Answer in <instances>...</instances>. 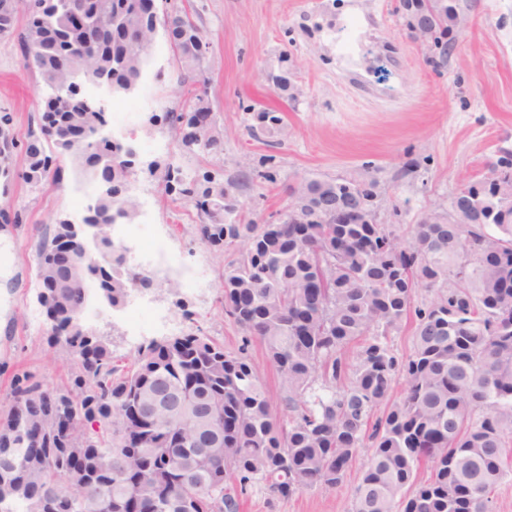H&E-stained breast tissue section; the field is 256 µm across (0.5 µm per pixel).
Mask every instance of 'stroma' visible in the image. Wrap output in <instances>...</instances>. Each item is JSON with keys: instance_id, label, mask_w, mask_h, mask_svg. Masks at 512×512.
<instances>
[{"instance_id": "stroma-1", "label": "stroma", "mask_w": 512, "mask_h": 512, "mask_svg": "<svg viewBox=\"0 0 512 512\" xmlns=\"http://www.w3.org/2000/svg\"><path fill=\"white\" fill-rule=\"evenodd\" d=\"M192 5L211 43L204 67L208 100L224 128L218 157L149 154L188 172L223 169L234 176L249 163L271 157L276 183L243 188L242 217L264 223L286 203L285 189L300 178L375 180L385 223H415L432 203L447 202L464 181L483 176L501 149L512 150V0H455L458 36L447 54L412 39L402 0H175ZM287 74L279 89L273 76ZM162 109L181 108L192 83L164 32H157L146 68ZM41 87L20 64L16 40L0 37V113L14 117L16 132L38 112ZM255 111L273 109L283 132L257 141L247 133ZM11 179L0 177V206L22 211V223L0 227V406L21 368L53 383L63 377L65 354L48 347L45 328L31 327L36 299L35 245L60 218L72 217L73 178L42 190L25 184L21 154L11 158ZM145 197L171 245L188 262L203 264L218 279L221 260L194 236L195 212L163 196L147 172L139 174ZM175 319L192 313L196 325L237 349L242 336L223 311L218 293L203 299L157 292ZM100 312L97 329L114 357L130 361L124 309L90 298ZM370 455L360 449L343 484L323 493L308 489L288 500L256 488L241 512H352L354 490Z\"/></svg>"}]
</instances>
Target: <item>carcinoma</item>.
<instances>
[{"mask_svg":"<svg viewBox=\"0 0 512 512\" xmlns=\"http://www.w3.org/2000/svg\"><path fill=\"white\" fill-rule=\"evenodd\" d=\"M19 2L0 0V36L15 38L23 69L67 103L53 110L56 137L44 114L30 117L22 136L0 115V163L22 153V178L39 187L67 154L73 172L112 185L84 223L103 226L114 209L132 220L139 204L122 188L134 167L101 137L106 113L73 95L72 65L85 66L86 81L106 75L126 84L158 24L195 76L210 42L187 11H151L155 0H72L92 19L85 31L68 29L52 0H26L23 10ZM424 2L445 59L453 17L445 0ZM209 107L194 91L152 123L174 134L180 152L219 155L224 131ZM256 120L248 126L256 139L284 129L273 110ZM268 163L228 178L148 165L164 194L194 208L195 234L209 250L247 242L220 273V303L243 333L235 351L191 325L118 364L83 322L89 280L114 305L130 288L111 239L97 241L102 260L92 264L87 246L71 250L68 220L40 238L37 301L56 316L47 344L65 351L70 367L52 384L25 369L11 380L12 401L0 409L7 512L18 501L26 512H82L90 496L112 512H240L254 487L282 498L335 490L361 448L370 457L353 512H491L489 494L512 476V192L504 197L475 179L464 198L469 223H443L435 211L436 223L421 217L403 237L392 224L324 223L327 212L373 195L375 181L335 178L326 192L327 180L311 178L287 190L308 198L307 223H245L239 189L275 182ZM64 253L83 265L82 283L50 300L45 266L64 276ZM420 288L427 296L417 302ZM406 331L412 346L401 354L394 337ZM253 342L280 379L277 398L248 354ZM400 380L405 392L395 400Z\"/></svg>","mask_w":512,"mask_h":512,"instance_id":"carcinoma-1","label":"carcinoma"}]
</instances>
